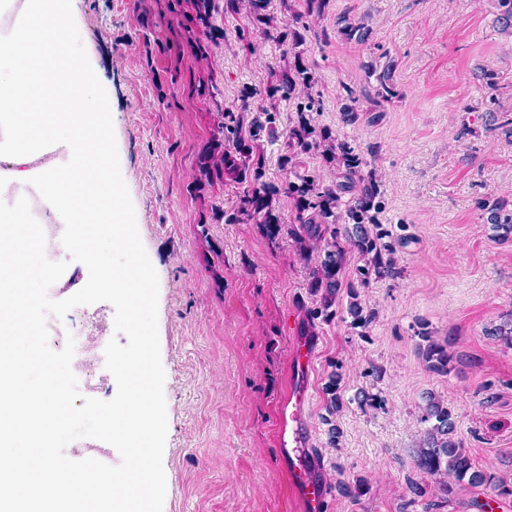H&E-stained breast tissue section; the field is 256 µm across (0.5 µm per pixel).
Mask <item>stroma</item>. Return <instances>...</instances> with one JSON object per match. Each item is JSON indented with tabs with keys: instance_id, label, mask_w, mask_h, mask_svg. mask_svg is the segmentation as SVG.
<instances>
[{
	"instance_id": "35a3bbf8",
	"label": "stroma",
	"mask_w": 512,
	"mask_h": 512,
	"mask_svg": "<svg viewBox=\"0 0 512 512\" xmlns=\"http://www.w3.org/2000/svg\"><path fill=\"white\" fill-rule=\"evenodd\" d=\"M75 11L112 97L121 174L159 278L163 512H299L287 451L315 461L321 512H481L486 486L444 496L414 465L431 396L475 470L512 487V335L498 333L512 326V235L500 237L482 208L512 212V19L499 0H323L312 16L306 0H267L274 25L306 16L299 46L268 39L246 14H220L203 58L176 0H76ZM341 18L353 35L339 33ZM298 58L314 78L313 125L362 154L383 200L391 273L361 282L352 253L343 273L363 326L343 291L333 316H318L313 265L287 233L293 199L275 201L285 231L273 240L261 225L226 223L242 192L230 175L196 181L223 111ZM386 70L390 98L379 94ZM425 334L447 345V373L426 369ZM303 337L315 356L292 380ZM334 372L341 406L331 414L323 387ZM291 391L304 395L293 411Z\"/></svg>"
}]
</instances>
